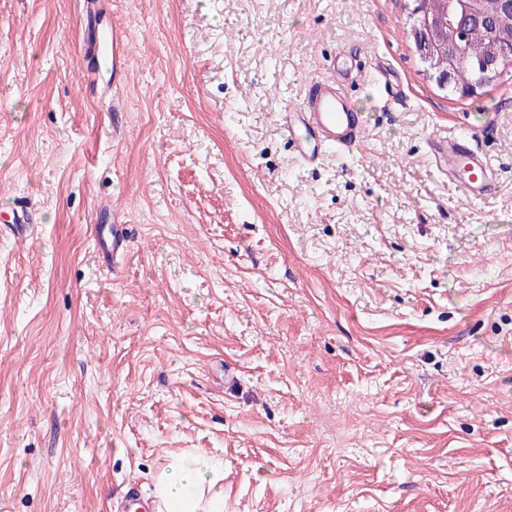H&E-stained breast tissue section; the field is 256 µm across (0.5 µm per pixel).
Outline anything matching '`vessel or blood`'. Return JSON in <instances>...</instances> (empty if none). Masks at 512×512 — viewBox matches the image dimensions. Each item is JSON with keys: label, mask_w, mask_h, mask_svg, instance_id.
<instances>
[{"label": "vessel or blood", "mask_w": 512, "mask_h": 512, "mask_svg": "<svg viewBox=\"0 0 512 512\" xmlns=\"http://www.w3.org/2000/svg\"><path fill=\"white\" fill-rule=\"evenodd\" d=\"M294 156L315 167L332 153H349L364 139L365 121L356 112L348 92V72L334 70L330 77L312 82L302 101L279 114ZM436 161L469 197L481 198L496 187V176L483 154L472 145L468 132L433 144ZM102 253L117 258L127 251L129 236L123 224H104L96 232Z\"/></svg>", "instance_id": "b4317fda"}]
</instances>
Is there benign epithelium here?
<instances>
[{"mask_svg": "<svg viewBox=\"0 0 512 512\" xmlns=\"http://www.w3.org/2000/svg\"><path fill=\"white\" fill-rule=\"evenodd\" d=\"M492 15L482 5V0H448V39L441 46L434 39L425 38L417 43L416 51L422 57L439 62V75L446 80L457 67L479 71L483 84L494 82L501 70L512 63V38L493 40L491 58L476 60L464 50V43L472 24L491 28Z\"/></svg>", "mask_w": 512, "mask_h": 512, "instance_id": "1", "label": "benign epithelium"}]
</instances>
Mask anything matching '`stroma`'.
<instances>
[{
    "label": "stroma",
    "mask_w": 512,
    "mask_h": 512,
    "mask_svg": "<svg viewBox=\"0 0 512 512\" xmlns=\"http://www.w3.org/2000/svg\"><path fill=\"white\" fill-rule=\"evenodd\" d=\"M350 49L364 142L302 167L277 115ZM463 126L490 197L436 165ZM19 206L0 512H124L184 448L224 512H512V65L441 89L407 0H0V225ZM125 224H101L96 232V241L106 263L112 258V269L116 258L128 250L129 236Z\"/></svg>",
    "instance_id": "stroma-1"
}]
</instances>
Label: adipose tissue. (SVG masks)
Returning a JSON list of instances; mask_svg holds the SVG:
<instances>
[{
    "mask_svg": "<svg viewBox=\"0 0 512 512\" xmlns=\"http://www.w3.org/2000/svg\"><path fill=\"white\" fill-rule=\"evenodd\" d=\"M151 497L156 512H224V471L184 452L159 474Z\"/></svg>",
    "mask_w": 512,
    "mask_h": 512,
    "instance_id": "1",
    "label": "adipose tissue"
}]
</instances>
